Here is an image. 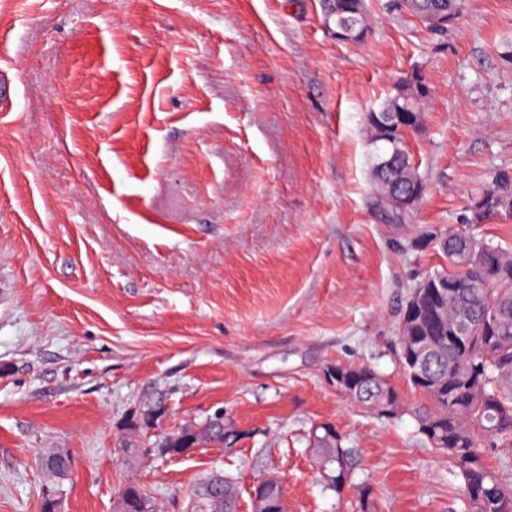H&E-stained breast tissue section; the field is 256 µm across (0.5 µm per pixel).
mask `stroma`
Returning <instances> with one entry per match:
<instances>
[{
	"mask_svg": "<svg viewBox=\"0 0 512 512\" xmlns=\"http://www.w3.org/2000/svg\"><path fill=\"white\" fill-rule=\"evenodd\" d=\"M364 42L321 0H0V512H41V460L66 450L61 512H115L128 478L185 512L212 468L240 512L274 476L288 512H474L409 416H365L325 372L365 364L405 407L398 315L444 264L414 239L464 224L512 171V0H461L447 31L366 0ZM423 74L408 137L425 192L404 222L375 205L367 112ZM161 429L120 438L131 411ZM223 413L239 440L145 450ZM357 448L354 487L323 490L306 436Z\"/></svg>",
	"mask_w": 512,
	"mask_h": 512,
	"instance_id": "35a3bbf8",
	"label": "stroma"
}]
</instances>
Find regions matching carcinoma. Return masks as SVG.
<instances>
[{
  "mask_svg": "<svg viewBox=\"0 0 512 512\" xmlns=\"http://www.w3.org/2000/svg\"><path fill=\"white\" fill-rule=\"evenodd\" d=\"M409 14L422 25L429 13L445 5L451 21L460 15V0H415ZM324 18L349 22V41L365 38V0H323ZM414 97L412 112H400L399 92ZM430 88L420 73L400 79L395 93L367 114L370 144L374 147L372 179L378 191L377 204L390 221L400 222L422 198L424 182L409 150L408 134L423 121L422 105ZM480 198L497 205L512 203V172L494 175L492 188ZM435 245L448 266L423 277L418 297L407 298L399 313L404 332L397 336L398 365L424 404L405 412L388 414L391 398L401 399L396 389L374 368L348 364L344 370L355 378L350 404L384 421L403 414L415 421L421 442L439 450L462 479L466 497L476 512H512V487L505 486L484 457L483 448L512 454V254L478 237L469 225L427 231L415 246ZM464 320L472 334L482 336L488 346L463 347L451 340L457 324ZM167 414L158 405L148 411L130 413L125 430L135 433L149 421ZM224 445V422L215 415L205 423H188L163 435L153 444L167 449L166 457L200 445ZM308 447L317 463L329 467L335 479L324 488L341 495L351 484L357 462L356 451L333 425L319 423L308 433ZM44 468L53 483L65 480L72 470L66 451L44 458ZM189 512H238V492L232 479L212 471L192 490ZM116 512H157L148 490L134 480L117 491Z\"/></svg>",
  "mask_w": 512,
  "mask_h": 512,
  "instance_id": "obj_1",
  "label": "carcinoma"
}]
</instances>
